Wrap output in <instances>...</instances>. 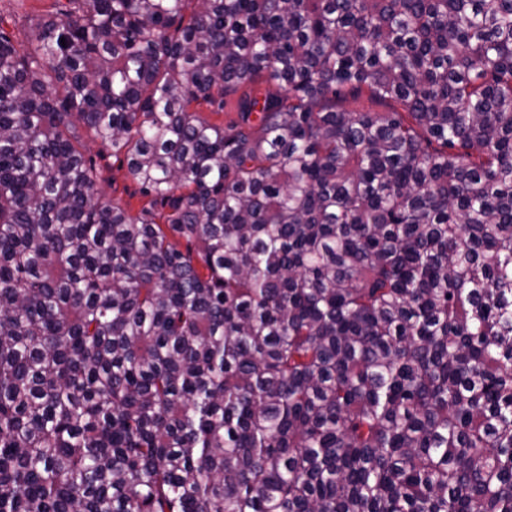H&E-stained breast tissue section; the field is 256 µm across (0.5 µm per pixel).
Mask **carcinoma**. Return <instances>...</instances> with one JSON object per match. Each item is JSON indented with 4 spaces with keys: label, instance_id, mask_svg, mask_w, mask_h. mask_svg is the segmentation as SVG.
I'll return each instance as SVG.
<instances>
[{
    "label": "carcinoma",
    "instance_id": "carcinoma-1",
    "mask_svg": "<svg viewBox=\"0 0 512 512\" xmlns=\"http://www.w3.org/2000/svg\"><path fill=\"white\" fill-rule=\"evenodd\" d=\"M0 512H512V0L0 18ZM78 133L86 145V156H91L101 171L104 192L132 214H138L146 205L147 199L139 193L138 186L127 177L123 156H112V151L103 147L99 140L87 137L83 128L79 127Z\"/></svg>",
    "mask_w": 512,
    "mask_h": 512
}]
</instances>
